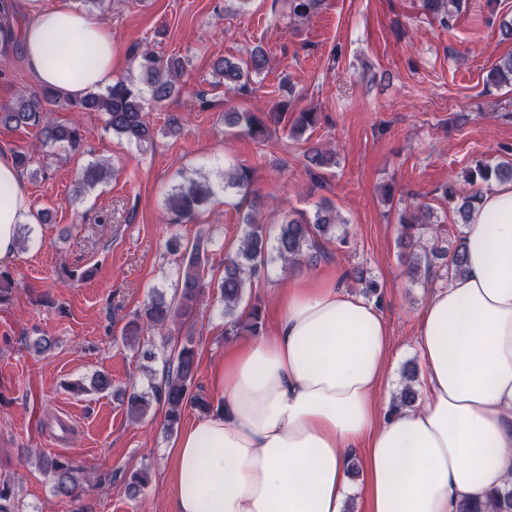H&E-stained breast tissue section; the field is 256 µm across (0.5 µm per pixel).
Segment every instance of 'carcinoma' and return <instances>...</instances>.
<instances>
[{"instance_id": "carcinoma-1", "label": "carcinoma", "mask_w": 512, "mask_h": 512, "mask_svg": "<svg viewBox=\"0 0 512 512\" xmlns=\"http://www.w3.org/2000/svg\"><path fill=\"white\" fill-rule=\"evenodd\" d=\"M461 0H420V10L426 16L440 19L449 25L459 13ZM267 66L265 51L253 49L245 61L220 59L215 63V74L224 79V85L234 86L242 93L250 91L251 77L260 74ZM139 67L145 77V84L155 102L166 100L175 91V85L182 74L183 65L176 60L162 61L149 54L141 55ZM490 80L496 85L512 86V57L502 65L492 69ZM61 106L80 112H103L108 116V125L119 137L138 145L152 144L154 132L145 119L144 97L139 85L118 80L106 93L90 92L79 99L63 100L55 92L44 90L40 96L19 94L10 109L0 113V125L8 128L33 126L42 136L41 146L54 148L61 146L78 150L83 145L80 128L61 124L49 119L44 105ZM317 122L316 113L302 111L295 117L289 132L299 139ZM224 123L232 127L243 128L244 133L253 141L261 143L267 140L269 126L266 121L251 112L224 111ZM307 160L314 169L336 165L335 154L318 147L307 150ZM512 179V160L501 161L494 166L477 164L467 175L466 181L474 186L479 182L492 179ZM251 183V173L246 167L224 172V189L247 190ZM215 195L213 185L206 182H191L172 187L165 194L166 208L174 215L175 222H194L202 214L210 198ZM478 192L459 196L457 213L461 223L466 224L476 201ZM339 220L335 209L320 204L313 218H294L287 216L279 225L273 246L265 225L252 218L245 220V230L235 252L224 257V276L217 283L221 301L224 304V335L237 336L242 331L257 332L259 309L253 308L248 316L238 312L245 289L262 267L272 257H277L285 265L292 267L302 264L313 266L324 256L322 240L336 231ZM427 224L402 225V242L409 249L406 256V274L411 280H417L421 272L429 271V255H437L435 248H427L425 233ZM448 258V270L453 274L461 273L466 266V256L462 247L445 254ZM212 286L204 274V266L199 251H191L179 273L177 287L179 293L171 300L158 295L144 305L137 319L129 321L122 330L126 342L137 339L143 328L155 330L169 341L170 325L186 320L194 314L197 303L206 289ZM198 370L197 351L194 337L186 335L177 341L174 349L165 358L164 375L152 394L141 393L134 388L121 391L122 402L126 403L130 418L139 420L149 411L152 402L165 408V420L169 429L177 427L186 407H196L202 412L210 410L209 402L193 390ZM415 378L409 377L396 397L393 407H411L416 401ZM40 466L49 476L53 491L64 497H76L82 489V482L76 475V469L66 462L44 456ZM0 512H21L19 501L10 494L5 483L0 484ZM459 512H512V485L490 495L487 502H464Z\"/></svg>"}]
</instances>
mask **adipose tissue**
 I'll use <instances>...</instances> for the list:
<instances>
[{
	"instance_id": "adipose-tissue-1",
	"label": "adipose tissue",
	"mask_w": 512,
	"mask_h": 512,
	"mask_svg": "<svg viewBox=\"0 0 512 512\" xmlns=\"http://www.w3.org/2000/svg\"><path fill=\"white\" fill-rule=\"evenodd\" d=\"M20 42L38 87L111 86V28L73 0H33ZM29 213L0 150V265ZM466 270L431 292L417 328L423 399L381 418L389 332L372 302L313 275L283 289L269 335L227 349L222 410L172 450L173 512H343L347 453L366 442L367 512H457L512 479V180L483 192L463 231Z\"/></svg>"
}]
</instances>
